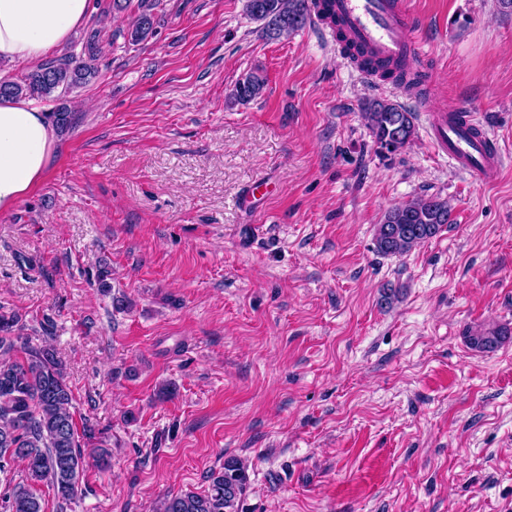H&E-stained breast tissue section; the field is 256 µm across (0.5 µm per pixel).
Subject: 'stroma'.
Wrapping results in <instances>:
<instances>
[{"label":"stroma","mask_w":512,"mask_h":512,"mask_svg":"<svg viewBox=\"0 0 512 512\" xmlns=\"http://www.w3.org/2000/svg\"><path fill=\"white\" fill-rule=\"evenodd\" d=\"M99 73L63 96L43 180L0 214V309L62 360L86 449L83 493L43 512H151L249 466L241 512H512V16L496 0H409L428 84H373L307 23L269 40L245 0H92ZM248 104L231 97L250 72ZM389 99L418 136L390 154L361 116ZM470 105L506 155L482 181L427 138ZM260 182L251 202L246 188ZM438 196L453 224L401 256L385 211ZM258 235H249L251 225ZM397 289L392 299L383 291ZM145 8L139 13L136 21L131 29L128 30V35L131 42H140L145 40L148 36L153 34L155 28V17L150 12L151 8ZM265 87V78L251 72L239 80L232 93L233 99L240 104H247L261 96ZM465 338L471 349L490 352L512 338V329L500 324L480 325L474 329H468Z\"/></svg>","instance_id":"35a3bbf8"}]
</instances>
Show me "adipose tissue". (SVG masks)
Returning <instances> with one entry per match:
<instances>
[{
    "label": "adipose tissue",
    "mask_w": 512,
    "mask_h": 512,
    "mask_svg": "<svg viewBox=\"0 0 512 512\" xmlns=\"http://www.w3.org/2000/svg\"><path fill=\"white\" fill-rule=\"evenodd\" d=\"M91 11L90 0H0V58L32 63L62 47ZM56 142L49 113L0 101V213L44 177Z\"/></svg>",
    "instance_id": "obj_1"
}]
</instances>
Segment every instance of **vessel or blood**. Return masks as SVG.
<instances>
[{
	"label": "vessel or blood",
	"instance_id": "vessel-or-blood-1",
	"mask_svg": "<svg viewBox=\"0 0 512 512\" xmlns=\"http://www.w3.org/2000/svg\"><path fill=\"white\" fill-rule=\"evenodd\" d=\"M329 10L323 26L337 24L347 41L376 63L427 73L407 0H330ZM428 124L431 145L447 155L458 171L484 180L503 166L496 139L477 121L471 107L432 112Z\"/></svg>",
	"mask_w": 512,
	"mask_h": 512
}]
</instances>
